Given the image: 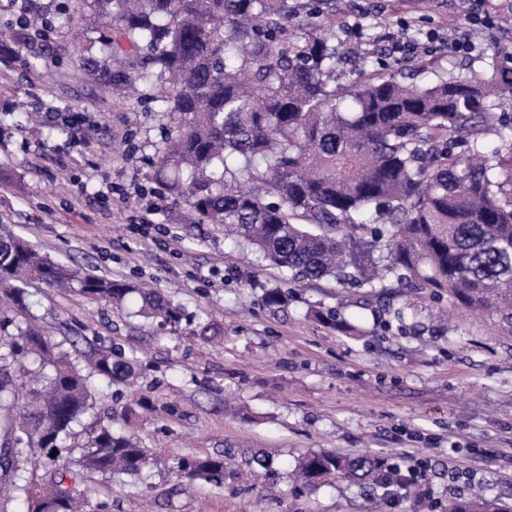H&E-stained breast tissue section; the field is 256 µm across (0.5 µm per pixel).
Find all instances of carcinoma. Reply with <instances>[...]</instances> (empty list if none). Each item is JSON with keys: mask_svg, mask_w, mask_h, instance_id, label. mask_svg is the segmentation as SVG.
<instances>
[{"mask_svg": "<svg viewBox=\"0 0 512 512\" xmlns=\"http://www.w3.org/2000/svg\"><path fill=\"white\" fill-rule=\"evenodd\" d=\"M66 17L80 24L84 5L116 23L111 48L139 54L135 73L111 79L117 91L150 98L153 77L165 80L163 111L177 117L153 165L164 193L189 206L197 224H216L250 244L292 282L332 278L372 296L430 292L493 321L512 336V114L488 105L496 92L512 108V37L490 40L489 74H453L426 85L401 80L404 61L348 85L338 83L334 0H76ZM318 12L326 31L303 32L297 18ZM498 135L488 155L482 143ZM40 282L176 325L180 308L162 294L124 280L78 271L0 231V295L21 305L23 286ZM342 331L334 310H316ZM0 350V422L16 444L49 453L94 407L90 379L112 384L134 376L132 364L90 350L91 372L57 350L50 337L25 327ZM40 372L18 383L22 359ZM23 404L14 417L19 390ZM148 451L101 426L77 449L82 478L139 477ZM250 477L271 462L254 455ZM179 477L224 483V456L177 459ZM385 469L365 454L310 452L295 482L313 492L333 479L380 487ZM15 485L26 512H101L88 490ZM444 512H512V503L482 494L448 501Z\"/></svg>", "mask_w": 512, "mask_h": 512, "instance_id": "cac0c4a2", "label": "carcinoma"}]
</instances>
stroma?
<instances>
[{
	"label": "stroma",
	"instance_id": "stroma-1",
	"mask_svg": "<svg viewBox=\"0 0 512 512\" xmlns=\"http://www.w3.org/2000/svg\"><path fill=\"white\" fill-rule=\"evenodd\" d=\"M74 0H0V28L28 18L26 42L0 55V224L64 265L150 286L179 305L173 327L33 282L25 302L0 301V319L35 325L71 360L96 348L132 361L134 385L93 380L96 400L76 424L66 452L35 456L12 446L0 469V512H21L14 489L38 484L66 465L100 424L149 449L145 481L94 476L93 501L108 512H443L449 498L483 489L512 499V338L463 308L438 321L437 300L422 293L367 305L362 290L330 279L292 283L221 227L193 224L183 203L152 179L157 147L171 126L159 100L113 93L112 54L101 38L111 23L64 25ZM421 44L411 81L451 71L483 72L489 31L465 19L463 0H336V43L348 78L363 53L389 54L396 36ZM472 43L457 53L447 43ZM81 50L84 67H73ZM161 227L156 238L134 224ZM273 288L286 304L266 306ZM333 310L342 332L316 321ZM206 326L218 327L212 337ZM368 453L429 463L414 492L376 505V492L342 482L310 493L290 473L308 452ZM273 470L258 486L236 479L252 453ZM225 454L222 486L180 489L183 456Z\"/></svg>",
	"mask_w": 512,
	"mask_h": 512
}]
</instances>
